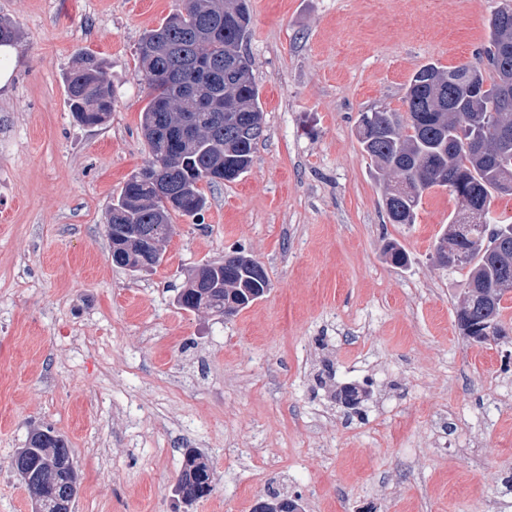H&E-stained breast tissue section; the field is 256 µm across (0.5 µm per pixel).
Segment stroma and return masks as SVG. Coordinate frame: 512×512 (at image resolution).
Segmentation results:
<instances>
[{
  "label": "stroma",
  "instance_id": "stroma-1",
  "mask_svg": "<svg viewBox=\"0 0 512 512\" xmlns=\"http://www.w3.org/2000/svg\"><path fill=\"white\" fill-rule=\"evenodd\" d=\"M502 2L251 0L253 165L202 185L199 218H174L162 265L135 276L105 212L149 159L140 38L182 2L0 0L20 29L0 91V512H32L11 458L42 426L72 450L74 512H178L188 448L213 484L189 512L274 493L302 512H512V335L467 342L464 276L433 258L458 203L434 189L391 223L356 136L360 113L404 111L419 66L472 61ZM84 52L110 65L101 126L67 105ZM236 249L268 293L228 319L182 310L188 273Z\"/></svg>",
  "mask_w": 512,
  "mask_h": 512
}]
</instances>
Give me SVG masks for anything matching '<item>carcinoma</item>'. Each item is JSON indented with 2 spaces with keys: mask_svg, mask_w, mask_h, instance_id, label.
<instances>
[{
  "mask_svg": "<svg viewBox=\"0 0 512 512\" xmlns=\"http://www.w3.org/2000/svg\"><path fill=\"white\" fill-rule=\"evenodd\" d=\"M250 0H182V8L155 28L145 31L138 60L145 72L149 99L142 130L150 157L171 151L169 127L184 125L196 136L180 147L161 182L176 192L175 202L158 214L156 183L140 182L132 174L106 213L107 236L125 224H142L156 235L173 232L172 216L195 218L206 205L198 182H232L253 164L264 138L260 91L246 51L251 31ZM213 65L208 79L198 83L199 61ZM512 85V6L498 8L488 22L483 48L472 63L444 68L421 66L412 76L404 114H360L358 142L363 152L389 178L383 204L393 224H412L426 192L449 189L462 209L444 235L448 252L459 262H445L465 272L463 301L457 317L469 336L489 332L501 337L505 285L503 269L512 267V224L491 221L495 196L512 195V137L498 130L512 128V103L502 102V85ZM67 103L83 125H101L112 115L114 92L107 65L84 53L65 77ZM219 285L196 288L188 279L177 303L186 310L224 311V280L247 291L263 290L265 275L252 276L256 260L242 251L226 256ZM12 470L25 485L34 512H62L78 493L79 477L68 442L51 428L37 429L12 456ZM210 465L196 448L184 453L175 494L192 505L204 498Z\"/></svg>",
  "mask_w": 512,
  "mask_h": 512,
  "instance_id": "obj_1",
  "label": "carcinoma"
}]
</instances>
